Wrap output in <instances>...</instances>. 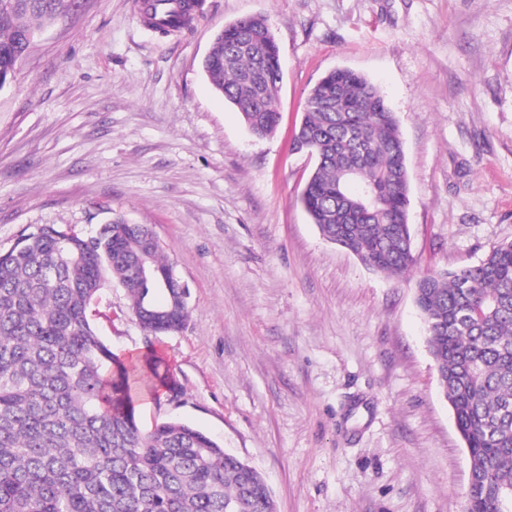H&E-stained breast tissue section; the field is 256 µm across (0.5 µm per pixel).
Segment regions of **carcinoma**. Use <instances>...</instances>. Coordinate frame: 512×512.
Here are the masks:
<instances>
[{"mask_svg":"<svg viewBox=\"0 0 512 512\" xmlns=\"http://www.w3.org/2000/svg\"><path fill=\"white\" fill-rule=\"evenodd\" d=\"M67 0H0V73ZM188 0H141L155 28L189 22ZM211 88L252 135L280 122L279 47L263 15L217 32L202 60ZM315 165L300 194L311 223L368 268L404 278L415 267L409 185L398 120L380 88L346 68L310 90L293 143ZM149 228L117 219L81 237L54 224L0 253V512H275L248 463L193 425L143 430L136 403L177 386L149 349L123 362L93 326L91 307L116 282L149 336L189 317L163 288L173 265L151 250L155 280L134 271ZM415 302L464 447L473 463L469 512L512 500V242L479 263L427 271Z\"/></svg>","mask_w":512,"mask_h":512,"instance_id":"cac0c4a2","label":"carcinoma"}]
</instances>
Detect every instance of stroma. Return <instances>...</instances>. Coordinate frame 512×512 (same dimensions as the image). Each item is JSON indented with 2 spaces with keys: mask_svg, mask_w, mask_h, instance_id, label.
Segmentation results:
<instances>
[{
  "mask_svg": "<svg viewBox=\"0 0 512 512\" xmlns=\"http://www.w3.org/2000/svg\"><path fill=\"white\" fill-rule=\"evenodd\" d=\"M139 0H70L0 88V252L45 224L152 228L188 291L183 329L146 336L123 288L93 324L119 358L153 349L178 392L143 395L267 480L278 512H465L469 458L415 305L324 240L292 146L315 82L365 74L396 112L416 273L512 241V0H202L163 35ZM268 17L283 80L258 139L200 61L213 34Z\"/></svg>",
  "mask_w": 512,
  "mask_h": 512,
  "instance_id": "obj_1",
  "label": "stroma"
}]
</instances>
